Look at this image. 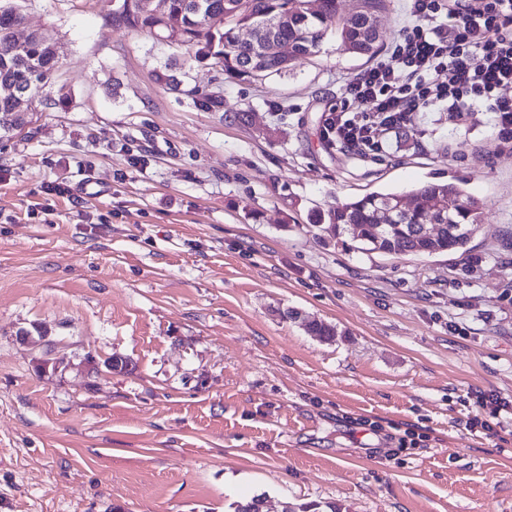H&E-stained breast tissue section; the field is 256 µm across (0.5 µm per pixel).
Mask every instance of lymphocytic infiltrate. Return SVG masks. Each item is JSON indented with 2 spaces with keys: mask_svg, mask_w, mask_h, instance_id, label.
Masks as SVG:
<instances>
[{
  "mask_svg": "<svg viewBox=\"0 0 512 512\" xmlns=\"http://www.w3.org/2000/svg\"><path fill=\"white\" fill-rule=\"evenodd\" d=\"M512 0H407L400 37L346 84L321 135L361 155L389 146V133L415 113L444 103L460 118L491 113L501 145L512 149ZM360 110H349V102Z\"/></svg>",
  "mask_w": 512,
  "mask_h": 512,
  "instance_id": "lymphocytic-infiltrate-1",
  "label": "lymphocytic infiltrate"
}]
</instances>
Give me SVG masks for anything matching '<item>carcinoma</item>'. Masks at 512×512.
<instances>
[{"mask_svg":"<svg viewBox=\"0 0 512 512\" xmlns=\"http://www.w3.org/2000/svg\"><path fill=\"white\" fill-rule=\"evenodd\" d=\"M137 0H120L112 10L115 28L159 33L168 24L179 31L177 46L195 50L198 60H210L221 73L235 77H265L288 70L297 60L319 51L328 31L340 39L343 51L375 58L382 49L378 13L386 0H359V11L346 15L337 0H170L166 22L136 9ZM23 19L19 0H0V141H9L38 120L47 105L52 80L59 68L57 43H45L36 34L19 44L14 27ZM24 92L35 107L27 114L13 111L3 87ZM195 105L212 112L224 111V100L213 94L188 90ZM420 204L396 210V192H372L362 197L338 199L315 215V226L329 238L345 243L352 234L359 250L388 255H412L419 249L436 252L466 251L480 223L478 202L461 182H427L415 188ZM439 224L433 239L419 237L422 226ZM309 334L326 340L338 336L336 326L311 320ZM285 512H341L334 504L289 505Z\"/></svg>","mask_w":512,"mask_h":512,"instance_id":"carcinoma-1","label":"carcinoma"}]
</instances>
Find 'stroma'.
Returning a JSON list of instances; mask_svg holds the SVG:
<instances>
[{
	"label": "stroma",
	"mask_w": 512,
	"mask_h": 512,
	"mask_svg": "<svg viewBox=\"0 0 512 512\" xmlns=\"http://www.w3.org/2000/svg\"><path fill=\"white\" fill-rule=\"evenodd\" d=\"M116 5L25 3L66 98L0 144V512H512V416L469 428L478 394L512 402V151L491 114L433 107L362 158L320 136L368 66L335 34L223 78L113 27ZM457 179L482 208L464 254L361 253L312 223ZM36 326L52 348L18 341Z\"/></svg>",
	"instance_id": "1"
}]
</instances>
